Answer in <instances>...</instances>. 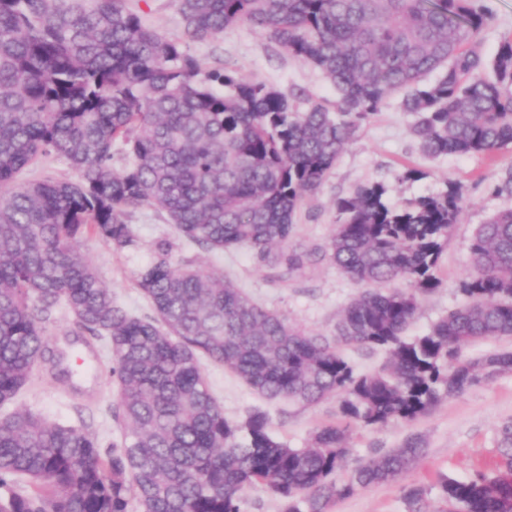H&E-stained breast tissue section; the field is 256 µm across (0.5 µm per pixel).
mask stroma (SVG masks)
<instances>
[{
	"mask_svg": "<svg viewBox=\"0 0 512 512\" xmlns=\"http://www.w3.org/2000/svg\"><path fill=\"white\" fill-rule=\"evenodd\" d=\"M486 4L494 21L481 35V50L490 59L502 41L512 38V0H486ZM133 6L146 25L170 37H181L183 24L174 0H134ZM192 52L205 69L225 65L283 94L300 93L325 101L331 107L336 104V90L321 72L276 48L249 24H237L215 39L193 43ZM412 122V115L402 110L399 97H392L346 146L316 195L304 203L286 249L302 253L327 248L336 222L332 202L359 184L383 183L388 204L399 207L408 199L443 190L446 182L458 183L465 205L441 259L438 273L441 285L419 304L410 328L411 334L416 335L427 332L458 304V288L468 271L469 244L476 227L498 210L512 206L511 199L492 192L498 171L512 166V145L490 159L461 155L430 158L411 137ZM413 168L423 171V178L403 179V172ZM128 221L138 236L136 248L116 250L89 236L82 240L80 250L97 268L115 299L135 315L148 313L149 305L136 285L134 274L155 261L154 244L161 238L173 244L172 262L192 257L205 268L223 272L256 302L310 334L333 336L344 308L357 293L355 285L326 258L308 264L292 278L280 279L248 249L231 250L219 257L186 247L174 228L166 223L164 214L156 209L132 210ZM74 331L71 317L64 309L46 326L50 340L62 347L73 345L90 363V370L70 387L58 383L51 368H43L14 406L55 422L87 428L98 436L101 449L106 452L121 441L123 434L122 427L112 417V405L117 397L112 361L104 340L78 337ZM203 368L228 419L238 421L252 411H264L270 419L272 433L289 447H305L316 430L344 421L340 397L309 407L285 400L269 401L224 366L207 361ZM509 422H512V372L442 398L414 421H392L376 427L353 426L347 440V467L337 472V479H345L349 468L374 451L400 447L415 436L422 439L426 453L399 481L358 489L350 497L336 501L329 512H407L402 495L406 485L425 488L423 512H443L440 479L450 476L463 480L476 468H492L501 430Z\"/></svg>",
	"mask_w": 512,
	"mask_h": 512,
	"instance_id": "stroma-1",
	"label": "stroma"
}]
</instances>
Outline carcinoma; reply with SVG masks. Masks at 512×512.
Returning <instances> with one entry per match:
<instances>
[{"mask_svg":"<svg viewBox=\"0 0 512 512\" xmlns=\"http://www.w3.org/2000/svg\"><path fill=\"white\" fill-rule=\"evenodd\" d=\"M185 41L147 27L130 0H0V406L51 363L45 323L65 307L106 340L124 437L104 453L95 434L27 409L0 418V512H239L264 485L286 512H327L357 489L390 482L423 455L410 439L333 479L353 423L412 421L442 397L512 372V350L470 357L512 337V208L479 225L459 303L431 329L405 332L437 270L464 199L452 182L401 208L378 182L336 197L329 258L359 288L332 338L309 335L185 258L171 242L135 274L151 313L120 305L79 250L86 234L137 245L129 210L162 211L184 243L212 253L248 248L293 272L295 219L346 145L388 100L420 150L494 156L512 144V41L492 60L477 37L493 19L482 0H174ZM242 22L320 70L336 109L300 106L223 67L203 71L188 41ZM438 77L430 82L428 78ZM56 155L78 180L19 181ZM124 164L114 165L116 156ZM512 197V168L494 185ZM404 280L406 288L393 284ZM380 349L382 369L358 374L345 346ZM232 371L269 401L303 407L341 396L345 423L305 448L275 439L267 414L231 421L200 360ZM69 353L54 366L62 380ZM409 512L425 489L402 488ZM449 512H512V425L492 472L439 483Z\"/></svg>","mask_w":512,"mask_h":512,"instance_id":"carcinoma-1","label":"carcinoma"}]
</instances>
